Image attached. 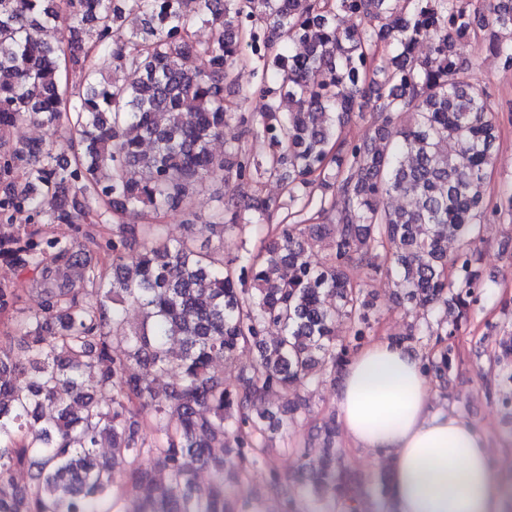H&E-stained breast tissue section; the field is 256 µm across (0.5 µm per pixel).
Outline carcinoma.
<instances>
[{"instance_id": "cac0c4a2", "label": "carcinoma", "mask_w": 512, "mask_h": 512, "mask_svg": "<svg viewBox=\"0 0 512 512\" xmlns=\"http://www.w3.org/2000/svg\"><path fill=\"white\" fill-rule=\"evenodd\" d=\"M131 15L142 30L112 45ZM342 16L358 25L340 27ZM61 21L65 48L41 37ZM204 22L218 33L202 43ZM471 38L511 68L512 0H0V260L31 273L22 290L0 282L11 324L0 338V512H249L213 449L232 456L240 483L268 467V441L307 411L267 409L270 397L336 379L363 345L373 305L352 269L394 280L435 340L426 372L443 379L464 364L452 338L485 288L481 225L512 221V189L488 190L499 108L458 51ZM64 65L83 73L76 92ZM237 65L254 77L239 98H260L258 112L226 106ZM354 116L367 125L357 138L345 132ZM231 118L247 137L218 158L211 144ZM20 121L67 128L71 156L9 144ZM218 170L282 186L281 202L253 192L216 215L223 232L257 238L256 252L226 256L193 234L124 223L185 211ZM392 196L408 204L391 207ZM98 205L112 223L92 221ZM280 209L289 223L271 224ZM20 212L37 227L10 223ZM327 236L334 252L315 257ZM137 238L144 250L131 254ZM24 292L39 299L34 315ZM270 326L280 336L267 339ZM216 360L227 375L211 373ZM324 432L327 453L304 475L355 512L365 482L336 467L335 429ZM104 441L108 457L97 455ZM27 465L36 473L21 487L14 473ZM200 467L214 470L203 492ZM129 485L151 492L128 500Z\"/></svg>"}]
</instances>
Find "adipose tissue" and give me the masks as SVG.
Instances as JSON below:
<instances>
[{"label": "adipose tissue", "mask_w": 512, "mask_h": 512, "mask_svg": "<svg viewBox=\"0 0 512 512\" xmlns=\"http://www.w3.org/2000/svg\"><path fill=\"white\" fill-rule=\"evenodd\" d=\"M336 404L349 446L390 459L396 512H502L485 435L432 410L420 357L388 340L362 345L343 368Z\"/></svg>", "instance_id": "ef3b65f1"}]
</instances>
